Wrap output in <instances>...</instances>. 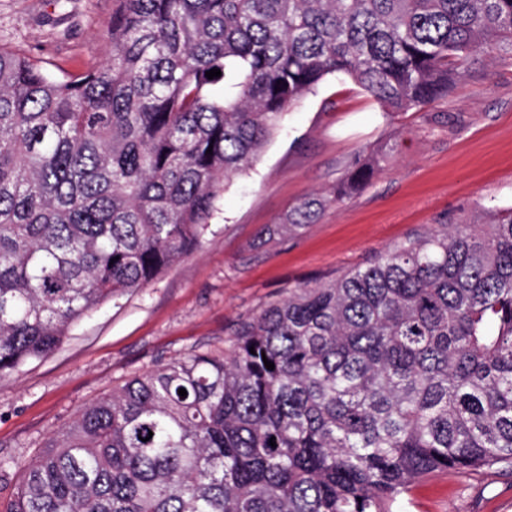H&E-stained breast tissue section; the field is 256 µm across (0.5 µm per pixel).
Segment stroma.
I'll return each mask as SVG.
<instances>
[{
	"label": "stroma",
	"mask_w": 512,
	"mask_h": 512,
	"mask_svg": "<svg viewBox=\"0 0 512 512\" xmlns=\"http://www.w3.org/2000/svg\"><path fill=\"white\" fill-rule=\"evenodd\" d=\"M112 0H0V44L70 71L97 65ZM372 177L301 233L260 230L330 191L357 156ZM512 207V46L478 53L447 99L389 112L354 83L327 79L286 115L217 202L200 246L146 287L75 325L50 355L0 379V502L18 463L126 378L199 351L229 349L236 325L290 288L335 276L387 247ZM399 512H512V474L448 469L417 482Z\"/></svg>",
	"instance_id": "obj_1"
}]
</instances>
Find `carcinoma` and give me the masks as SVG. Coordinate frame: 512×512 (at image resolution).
<instances>
[{"mask_svg":"<svg viewBox=\"0 0 512 512\" xmlns=\"http://www.w3.org/2000/svg\"><path fill=\"white\" fill-rule=\"evenodd\" d=\"M106 38L78 72L0 45V378L194 251L327 77L418 111L512 45V0H112ZM376 162L263 234L315 223ZM234 336L83 408L0 512H392L431 473L512 471L511 207L293 288Z\"/></svg>","mask_w":512,"mask_h":512,"instance_id":"carcinoma-1","label":"carcinoma"}]
</instances>
